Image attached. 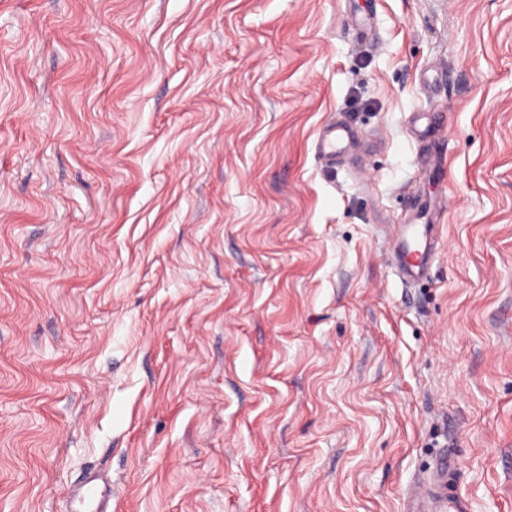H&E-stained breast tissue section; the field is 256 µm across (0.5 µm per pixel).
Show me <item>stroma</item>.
Returning <instances> with one entry per match:
<instances>
[{"label": "stroma", "mask_w": 512, "mask_h": 512, "mask_svg": "<svg viewBox=\"0 0 512 512\" xmlns=\"http://www.w3.org/2000/svg\"><path fill=\"white\" fill-rule=\"evenodd\" d=\"M445 450L512 512V0H0V512H410ZM352 140V128L333 119L320 129L315 143L316 153L322 160L336 163V159L347 152ZM444 207L445 201L438 198L429 201L414 199L410 203L414 222L399 230L392 245L393 264L407 285L418 284L428 275L434 250L430 222ZM69 512H112V483L96 469L89 470L81 484L68 492Z\"/></svg>", "instance_id": "35a3bbf8"}]
</instances>
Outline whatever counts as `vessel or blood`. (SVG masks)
<instances>
[{
    "mask_svg": "<svg viewBox=\"0 0 512 512\" xmlns=\"http://www.w3.org/2000/svg\"><path fill=\"white\" fill-rule=\"evenodd\" d=\"M353 140L351 127L341 121L327 122L319 131L315 148L318 156L329 163L343 156ZM444 200H412L410 208L413 223L404 225L392 245V259L403 282L415 285L426 279L434 240L430 224L435 214L443 210ZM456 461L448 453H441L435 464V479L439 505L448 512H463V503L454 496L453 476ZM68 512H112V484L107 476L92 469L81 484L68 493Z\"/></svg>",
    "mask_w": 512,
    "mask_h": 512,
    "instance_id": "obj_1",
    "label": "vessel or blood"
}]
</instances>
